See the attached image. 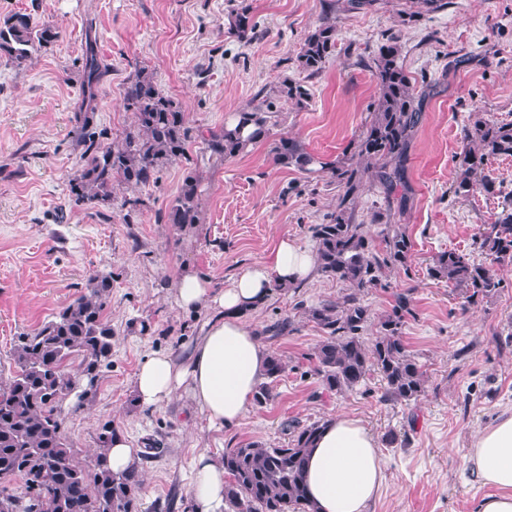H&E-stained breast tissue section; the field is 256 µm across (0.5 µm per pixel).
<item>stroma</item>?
<instances>
[{
  "mask_svg": "<svg viewBox=\"0 0 512 512\" xmlns=\"http://www.w3.org/2000/svg\"><path fill=\"white\" fill-rule=\"evenodd\" d=\"M248 8L255 24L239 38L234 15ZM413 21H405L404 12ZM32 14L58 27L59 39L17 65L0 58V371L19 333L38 327L84 291L96 271L112 275V361L100 369L92 402L62 406L64 435L90 458L104 428L138 448L140 512H196L190 488L202 453L250 441L285 447L289 429L345 412L377 436L385 484L372 512H477L487 489L463 462L473 437L512 409V264L499 268L503 288L464 307L447 283L431 279L436 255L456 250L487 262L476 242L479 225L494 222L512 195V158H493L481 174L492 192L455 195L466 133L478 121L512 120V0H447L416 12L411 0H386L350 10L347 0H0V18ZM335 20L336 47L322 71L307 75L298 61L305 38L324 18ZM93 29L109 67L99 90L95 142L116 144L132 122L122 89L147 68L186 115L191 132L218 129L235 112L261 106L283 79L304 82V109L281 106L270 139L223 162L200 142L168 163L157 183L120 188L118 204L102 209L75 202L69 181L85 145L75 114L81 100L85 31ZM417 89L428 90L423 119L406 163L409 201L397 216L413 241L407 270H387L385 288L365 291L366 338L379 333L396 292L413 309L403 336L427 372L426 391L410 404L384 396L379 375L344 395L323 390L310 356L323 333L304 307L341 301L347 283L315 273L290 291H275L244 320L267 352L287 364L272 401L249 406L232 428H208L186 397L137 405L134 376L145 358L191 353L207 311L181 310L171 287L182 269L229 285L264 263L283 237L311 247L313 228L336 206L330 164L352 157L378 97L371 65L388 37ZM288 135L318 165L301 172L273 161V139ZM200 179V220L181 231L166 214L188 173ZM140 199L135 211L121 207ZM286 323L279 335L271 325Z\"/></svg>",
  "mask_w": 512,
  "mask_h": 512,
  "instance_id": "obj_1",
  "label": "stroma"
}]
</instances>
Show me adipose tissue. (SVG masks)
<instances>
[{
    "label": "adipose tissue",
    "instance_id": "1",
    "mask_svg": "<svg viewBox=\"0 0 512 512\" xmlns=\"http://www.w3.org/2000/svg\"><path fill=\"white\" fill-rule=\"evenodd\" d=\"M316 271L315 252L282 239L269 259L241 272L229 286L182 270L174 282L184 310L206 308L212 315L192 354L183 361L169 354L146 359L135 374L138 404L158 406L185 394L209 427L238 424L262 380L267 353L246 312L263 304L276 283L302 285ZM464 463L493 492L479 512H512V410L479 432ZM224 465L210 455L195 461L191 490L198 512H218L224 503ZM305 482L317 512H369L384 485L377 437L360 418L347 413L331 420L309 454Z\"/></svg>",
    "mask_w": 512,
    "mask_h": 512
}]
</instances>
